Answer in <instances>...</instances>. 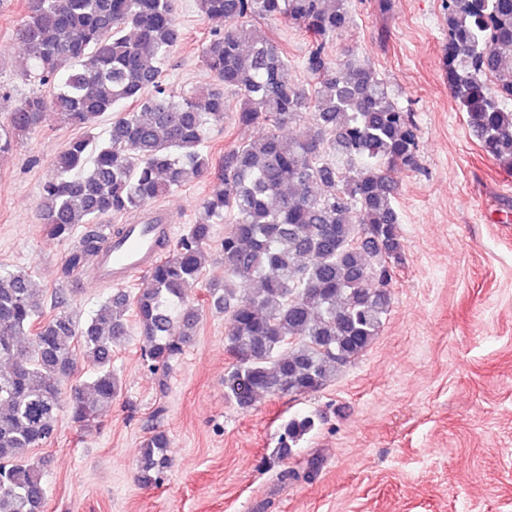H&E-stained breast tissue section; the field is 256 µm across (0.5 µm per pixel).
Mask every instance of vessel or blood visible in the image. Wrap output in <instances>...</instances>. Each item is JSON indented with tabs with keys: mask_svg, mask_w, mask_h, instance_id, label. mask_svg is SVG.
I'll list each match as a JSON object with an SVG mask.
<instances>
[{
	"mask_svg": "<svg viewBox=\"0 0 512 512\" xmlns=\"http://www.w3.org/2000/svg\"><path fill=\"white\" fill-rule=\"evenodd\" d=\"M169 232L166 224H128L123 236H107L94 267L95 278L116 285L125 283L131 273L147 269L156 262V242Z\"/></svg>",
	"mask_w": 512,
	"mask_h": 512,
	"instance_id": "vessel-or-blood-1",
	"label": "vessel or blood"
}]
</instances>
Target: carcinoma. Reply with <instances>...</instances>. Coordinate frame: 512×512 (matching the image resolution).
Returning <instances> with one entry per match:
<instances>
[{"instance_id": "1", "label": "carcinoma", "mask_w": 512, "mask_h": 512, "mask_svg": "<svg viewBox=\"0 0 512 512\" xmlns=\"http://www.w3.org/2000/svg\"><path fill=\"white\" fill-rule=\"evenodd\" d=\"M176 0H26L17 37L26 78L51 94L20 99L0 124V155L16 137L50 119L85 126L130 103L106 136L68 143L41 190L38 217L51 236L79 224L145 209L193 180H206L203 213L163 256L135 294L119 289L89 319L59 307L46 314L31 271L0 267V512H44L43 468L29 451L50 442L61 411L87 426L112 406L121 381L112 352L135 325L142 355L165 371L194 333L187 309L209 258L214 225L224 286L208 304L227 315L232 362L224 397L240 409L270 396L325 387L379 336L390 309L389 273L402 263L398 167H418L419 129L379 74L352 52L333 60L327 45L353 24L350 0H198L220 22L203 51L214 83L174 91L166 63L182 40ZM445 77L485 155L512 168V0H444ZM278 20L310 38L295 76L280 43L251 24ZM241 125L266 133L224 150L213 163L204 143L224 122L228 94ZM302 127L287 138L280 129ZM83 235L63 273L103 246ZM180 321L176 337L170 327ZM29 332V345L16 336ZM95 371L72 383L77 351ZM312 414L288 420L272 457L282 460L315 428ZM167 435L142 443L138 480L157 485L171 467Z\"/></svg>"}]
</instances>
